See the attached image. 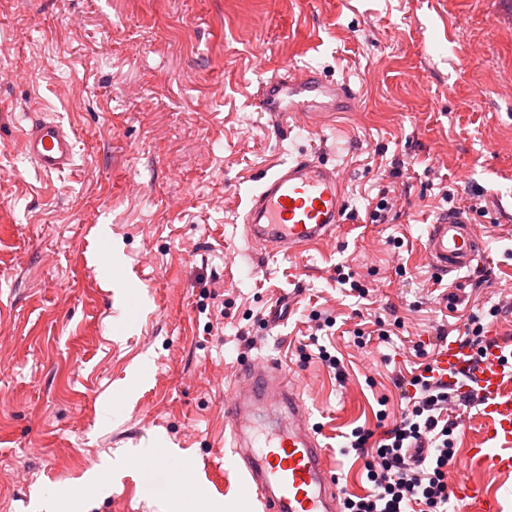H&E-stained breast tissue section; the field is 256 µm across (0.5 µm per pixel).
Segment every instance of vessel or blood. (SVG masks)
I'll use <instances>...</instances> for the list:
<instances>
[{
    "instance_id": "obj_1",
    "label": "vessel or blood",
    "mask_w": 512,
    "mask_h": 512,
    "mask_svg": "<svg viewBox=\"0 0 512 512\" xmlns=\"http://www.w3.org/2000/svg\"><path fill=\"white\" fill-rule=\"evenodd\" d=\"M266 111L315 112L353 110L358 95L350 87L310 72L271 76L257 92ZM25 155L36 169L51 175L74 163V133L60 119L32 115L21 130ZM346 216L343 179L336 167L301 155L275 166L252 195L242 222L247 240L264 251H299L331 238ZM423 254L440 276L472 277L486 263L487 245L471 210L438 213L427 228ZM293 296L276 300L264 321L284 324ZM435 379L458 394L477 395L481 404V440L467 449L463 465L512 474V336L490 328L482 350L454 337L441 343L432 363ZM271 399L288 412L287 431L254 448L251 432L257 403ZM230 425L229 457L253 493L259 512H339L341 496L333 467L309 412L285 371L271 363L242 364L230 399L224 405ZM458 512H500L497 490L469 479L452 488Z\"/></svg>"
}]
</instances>
